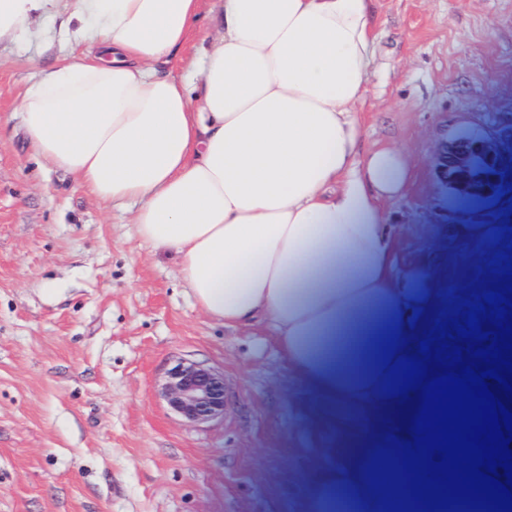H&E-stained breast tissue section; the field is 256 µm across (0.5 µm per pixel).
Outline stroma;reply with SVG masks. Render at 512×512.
Listing matches in <instances>:
<instances>
[{
    "label": "stroma",
    "mask_w": 512,
    "mask_h": 512,
    "mask_svg": "<svg viewBox=\"0 0 512 512\" xmlns=\"http://www.w3.org/2000/svg\"><path fill=\"white\" fill-rule=\"evenodd\" d=\"M363 150L396 145L413 163L394 268H432L441 296L424 328L457 317L498 281L512 236L502 196L457 198L436 146L490 135L512 144V0H376ZM60 20L0 43V512H304L303 486L365 441L355 407L318 397L266 323L235 330L196 305L172 254L144 240L133 206L96 201L31 153L18 102L66 52ZM218 32L215 0L166 72L182 78ZM178 360L224 374V414L191 425L169 409Z\"/></svg>",
    "instance_id": "1"
}]
</instances>
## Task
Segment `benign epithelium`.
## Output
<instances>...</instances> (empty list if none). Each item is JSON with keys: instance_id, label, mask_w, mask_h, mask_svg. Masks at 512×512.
<instances>
[{"instance_id": "7a95c632", "label": "benign epithelium", "mask_w": 512, "mask_h": 512, "mask_svg": "<svg viewBox=\"0 0 512 512\" xmlns=\"http://www.w3.org/2000/svg\"><path fill=\"white\" fill-rule=\"evenodd\" d=\"M506 149L487 136H462L441 143L433 163L448 188L474 200L498 195L505 177ZM163 395L169 407L188 423L224 415V374L178 361L165 373Z\"/></svg>"}]
</instances>
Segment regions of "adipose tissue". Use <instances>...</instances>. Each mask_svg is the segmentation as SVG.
I'll use <instances>...</instances> for the list:
<instances>
[{
	"label": "adipose tissue",
	"mask_w": 512,
	"mask_h": 512,
	"mask_svg": "<svg viewBox=\"0 0 512 512\" xmlns=\"http://www.w3.org/2000/svg\"><path fill=\"white\" fill-rule=\"evenodd\" d=\"M217 3L221 31L178 80L161 67L199 0H0V41L64 13L77 47L19 102L30 147L96 199L136 202L140 235L177 258L205 314L267 322L312 390L359 410L364 447L308 480L305 512H338L342 490L359 512L387 496L422 512L402 468L422 392H388L373 332L385 319L395 359L417 355L413 316L437 288L427 269L392 268L386 204L410 160L361 149L374 0Z\"/></svg>",
	"instance_id": "ef3b65f1"
}]
</instances>
